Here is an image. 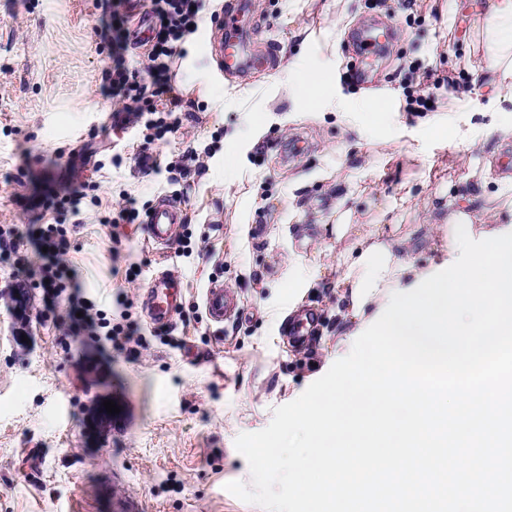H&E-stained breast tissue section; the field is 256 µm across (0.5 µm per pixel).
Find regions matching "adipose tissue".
Returning <instances> with one entry per match:
<instances>
[{
	"mask_svg": "<svg viewBox=\"0 0 512 512\" xmlns=\"http://www.w3.org/2000/svg\"><path fill=\"white\" fill-rule=\"evenodd\" d=\"M490 26L484 29V50L493 63L500 97L512 98V0H488ZM409 238L386 239L380 231L361 236L349 250L339 287L351 294L350 315L365 318L368 308H382L393 289H406L426 276L424 268L404 260Z\"/></svg>",
	"mask_w": 512,
	"mask_h": 512,
	"instance_id": "obj_1",
	"label": "adipose tissue"
}]
</instances>
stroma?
Wrapping results in <instances>:
<instances>
[{
    "instance_id": "stroma-1",
    "label": "stroma",
    "mask_w": 512,
    "mask_h": 512,
    "mask_svg": "<svg viewBox=\"0 0 512 512\" xmlns=\"http://www.w3.org/2000/svg\"><path fill=\"white\" fill-rule=\"evenodd\" d=\"M224 2L202 0L178 62L193 108L150 141L104 80L100 30L116 13L132 30L136 0H0V230L65 225L78 283L54 303L29 288L22 323L10 294L42 259L31 248L0 258V512H262L225 489L250 480L237 435L267 427L354 343L337 333L350 295L336 282L355 238L337 239L336 226L399 236L444 223L449 199L466 193L482 197L471 222L491 224L512 198V167H500L512 101L490 82L485 20L466 0H246L241 38L277 56L243 76L220 75L210 48L224 37ZM376 20L397 37L369 60L368 82L347 84L359 62L351 33ZM304 71L328 81L311 108L288 80ZM416 89L429 111H407ZM142 154L178 164V178L143 168ZM83 183L78 210L39 212L48 191ZM163 197L184 208L191 256L178 244L157 254L142 221L101 222L126 201L143 213ZM163 269L185 294L156 328L143 295ZM214 281L239 307L221 325L203 306ZM72 294L131 327L122 349L73 328ZM307 308L318 319L302 343L286 323ZM101 397L120 412L94 434Z\"/></svg>"
}]
</instances>
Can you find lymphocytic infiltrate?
Instances as JSON below:
<instances>
[{
  "instance_id": "f902f5d3",
  "label": "lymphocytic infiltrate",
  "mask_w": 512,
  "mask_h": 512,
  "mask_svg": "<svg viewBox=\"0 0 512 512\" xmlns=\"http://www.w3.org/2000/svg\"><path fill=\"white\" fill-rule=\"evenodd\" d=\"M146 2L155 20L148 39L147 78L118 64L108 71L106 80L126 111L144 119L146 127L161 139L179 128L182 112L191 105L176 84L174 65L183 55V43L198 30L201 0Z\"/></svg>"
}]
</instances>
